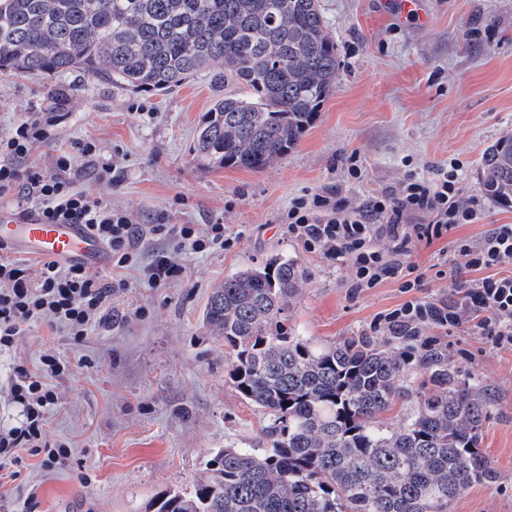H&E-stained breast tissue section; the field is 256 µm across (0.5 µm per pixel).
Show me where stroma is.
Returning <instances> with one entry per match:
<instances>
[{
	"label": "stroma",
	"instance_id": "stroma-1",
	"mask_svg": "<svg viewBox=\"0 0 512 512\" xmlns=\"http://www.w3.org/2000/svg\"><path fill=\"white\" fill-rule=\"evenodd\" d=\"M428 24L382 12L378 0H320L336 40V83L313 127L264 171L197 165L195 130L224 93L212 72L168 92H132L74 69L44 77L0 73V136L42 112L61 111L48 142L23 159L53 171L59 148L90 139L119 176L108 186L82 171L77 186L100 194L133 223L224 225L236 235L227 250L181 253L182 275L159 288L141 268L102 270L103 280L129 287L111 303L109 323L80 344L62 329L39 324L0 355V376L35 372L52 351L72 370L58 389L45 440L67 443L66 464L51 468L32 448L0 460V512H146L167 490L191 491L213 452L258 444L262 417L225 380L224 343L210 336L201 313L212 289L239 269L291 259L307 279L294 299L291 326L326 342L369 331L373 319L406 301L399 279L351 296L350 264L307 252L280 235L291 200L337 186L350 206L391 189L408 172L431 177L456 159L460 195L479 193L484 150L512 134V0H424ZM67 89L57 103L51 90ZM357 155L360 179L343 160ZM512 224V208L488 202L474 224L452 237L421 242L410 260L429 275L420 297L458 300L467 281L457 274L454 237L481 240ZM442 276L432 275V268ZM472 316L448 338L454 364L471 367L494 398L480 450L497 472L455 497L448 512H512V350L472 329Z\"/></svg>",
	"mask_w": 512,
	"mask_h": 512
}]
</instances>
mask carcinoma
<instances>
[{"instance_id":"1","label":"carcinoma","mask_w":512,"mask_h":512,"mask_svg":"<svg viewBox=\"0 0 512 512\" xmlns=\"http://www.w3.org/2000/svg\"><path fill=\"white\" fill-rule=\"evenodd\" d=\"M224 62L193 151L212 170L261 171L291 151L336 81L320 0H0V71L93 78L164 92ZM480 190L512 207V134L484 151ZM293 261L245 267L203 312L224 341L226 380L267 423L262 448L226 446L190 493L148 512H448L495 478L479 451L493 407L478 374L440 337L365 333L320 342L288 325L306 281ZM398 410L399 423L381 416Z\"/></svg>"}]
</instances>
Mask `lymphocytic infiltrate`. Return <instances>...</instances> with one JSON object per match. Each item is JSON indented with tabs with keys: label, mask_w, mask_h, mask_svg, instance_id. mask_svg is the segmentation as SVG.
<instances>
[{
	"label": "lymphocytic infiltrate",
	"mask_w": 512,
	"mask_h": 512,
	"mask_svg": "<svg viewBox=\"0 0 512 512\" xmlns=\"http://www.w3.org/2000/svg\"><path fill=\"white\" fill-rule=\"evenodd\" d=\"M54 123L51 117L22 121L0 138V195L15 193L17 207H32L44 223L89 225L111 251L116 267L137 265L142 229L128 213L112 209L100 196L76 186L83 166L92 169L99 183L108 185L115 178L111 161L100 157L95 142L80 143L74 156L61 153L50 173L19 167V160L34 144L50 139ZM459 168L454 161L432 178L408 174L392 191L370 196L355 208L336 189L301 195L290 203L282 232L308 252L350 263L353 274L347 285L351 294L390 278L401 279L409 300L377 317L371 331L407 328L419 334L426 327L437 326L450 334L466 310L476 318L479 334L490 337L498 347L512 349V274L500 273L501 268L512 265V224L497 225L477 243L464 237L453 240L458 273L479 275L463 302L436 303L415 296L426 281L425 272L409 261L416 244L441 239L460 225L474 223L485 212L481 195L461 197ZM152 231L175 243L174 249L156 250L146 267L147 281L154 287L181 274L178 252L226 250L235 243L220 224L209 225L202 233L192 224L158 223ZM127 286L124 279L106 282L78 265L46 259L26 264L0 247V353L10 352L26 328L44 322L62 328L73 342L85 341L105 322V309L112 297ZM70 371L69 363L46 353L37 372L18 371L0 382L8 404L20 406L22 415L19 424L0 427V455L18 448H38L47 464L66 459V443H45L43 434L48 414L58 401L56 383Z\"/></svg>",
	"instance_id": "obj_1"
}]
</instances>
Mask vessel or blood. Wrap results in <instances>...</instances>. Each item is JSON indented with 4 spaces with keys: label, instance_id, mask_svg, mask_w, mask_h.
<instances>
[{
    "label": "vessel or blood",
    "instance_id": "vessel-or-blood-1",
    "mask_svg": "<svg viewBox=\"0 0 512 512\" xmlns=\"http://www.w3.org/2000/svg\"><path fill=\"white\" fill-rule=\"evenodd\" d=\"M0 246L95 271L111 262L108 249L88 225L46 224L12 209H0Z\"/></svg>",
    "mask_w": 512,
    "mask_h": 512
}]
</instances>
